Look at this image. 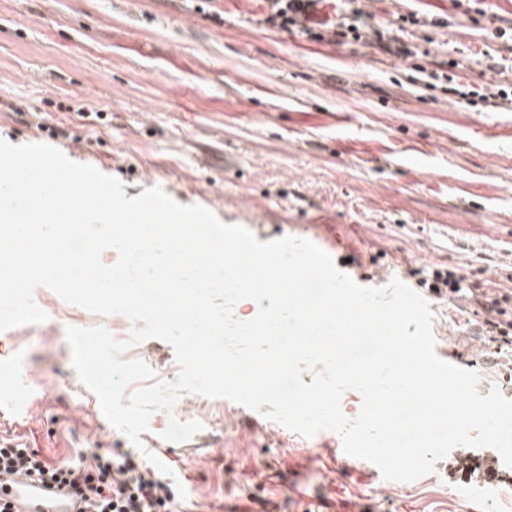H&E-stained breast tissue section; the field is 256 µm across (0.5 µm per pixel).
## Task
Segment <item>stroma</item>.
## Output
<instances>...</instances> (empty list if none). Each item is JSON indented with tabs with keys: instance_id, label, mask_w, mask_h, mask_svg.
Instances as JSON below:
<instances>
[{
	"instance_id": "stroma-1",
	"label": "stroma",
	"mask_w": 512,
	"mask_h": 512,
	"mask_svg": "<svg viewBox=\"0 0 512 512\" xmlns=\"http://www.w3.org/2000/svg\"><path fill=\"white\" fill-rule=\"evenodd\" d=\"M368 14L361 40L317 20L281 27L268 0H0V138L52 144L70 160L119 178L126 197L162 187L259 241L334 239L354 256L350 277L380 284L439 263L490 288L512 266V109L471 101L469 86H512V0H348ZM412 56L378 46L375 30ZM62 130L53 139L48 128ZM34 297L46 321L0 332V411L27 408L0 445L25 443L47 460L89 448L134 452L80 381L66 330L132 324ZM432 331L468 367L479 343L466 302L431 300ZM203 429L164 442L163 463L189 512H295L288 460L316 462L305 492L376 512H512V467L498 468V499L476 495L490 447L453 449L410 482L340 479L325 430L302 437L262 412L189 395L175 410ZM479 466L458 472L459 458Z\"/></svg>"
}]
</instances>
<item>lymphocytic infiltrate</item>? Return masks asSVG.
<instances>
[{"instance_id":"f902f5d3","label":"lymphocytic infiltrate","mask_w":512,"mask_h":512,"mask_svg":"<svg viewBox=\"0 0 512 512\" xmlns=\"http://www.w3.org/2000/svg\"><path fill=\"white\" fill-rule=\"evenodd\" d=\"M417 285L439 300L473 301L480 315L478 327L491 345L492 361L504 358L512 364V291H477L459 270L442 265L429 267ZM1 470L62 483L83 502L85 512H170L175 506L170 484L125 452L92 449L77 461L56 466L38 449L10 444L0 448Z\"/></svg>"}]
</instances>
